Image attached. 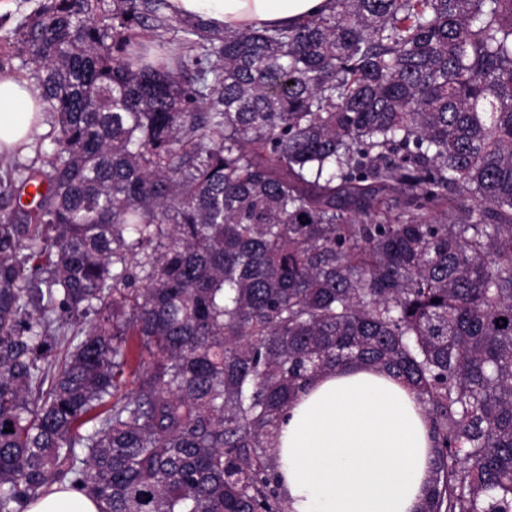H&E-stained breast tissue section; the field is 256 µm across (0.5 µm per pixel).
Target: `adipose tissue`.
I'll return each mask as SVG.
<instances>
[{"label": "adipose tissue", "mask_w": 512, "mask_h": 512, "mask_svg": "<svg viewBox=\"0 0 512 512\" xmlns=\"http://www.w3.org/2000/svg\"><path fill=\"white\" fill-rule=\"evenodd\" d=\"M170 14L221 30L285 26L327 0H168ZM37 84L0 73V156L30 151L48 131ZM289 512H419L433 441L423 404L387 371L339 367L310 381L275 438ZM102 504L62 486L24 512H101Z\"/></svg>", "instance_id": "obj_1"}]
</instances>
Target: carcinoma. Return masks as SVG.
I'll list each match as a JSON object with an SVG mask.
<instances>
[{
	"label": "carcinoma",
	"mask_w": 512,
	"mask_h": 512,
	"mask_svg": "<svg viewBox=\"0 0 512 512\" xmlns=\"http://www.w3.org/2000/svg\"><path fill=\"white\" fill-rule=\"evenodd\" d=\"M5 41L55 136L0 186L39 188L0 208V512H285L282 416L354 363L425 407L422 512H512V0H43ZM168 12L197 19L211 28L285 26L315 16L327 0H168ZM54 485V491L38 500L26 504L23 512H101L102 504L68 484Z\"/></svg>",
	"instance_id": "obj_1"
}]
</instances>
